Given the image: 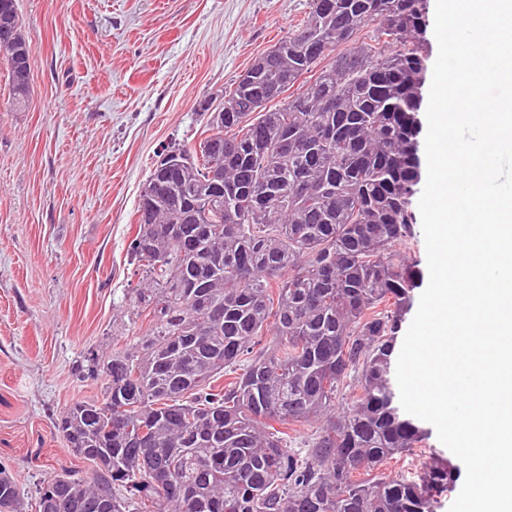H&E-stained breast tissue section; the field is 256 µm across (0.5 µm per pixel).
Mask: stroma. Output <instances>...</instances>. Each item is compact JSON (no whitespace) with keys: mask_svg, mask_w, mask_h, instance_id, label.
Listing matches in <instances>:
<instances>
[{"mask_svg":"<svg viewBox=\"0 0 512 512\" xmlns=\"http://www.w3.org/2000/svg\"><path fill=\"white\" fill-rule=\"evenodd\" d=\"M310 0H17L31 96L10 108L0 59V464L26 504L89 462L54 426L99 396L89 353L145 332L126 314L128 253L162 149L198 145L225 91Z\"/></svg>","mask_w":512,"mask_h":512,"instance_id":"stroma-1","label":"stroma"}]
</instances>
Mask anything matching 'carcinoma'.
<instances>
[{
  "mask_svg": "<svg viewBox=\"0 0 512 512\" xmlns=\"http://www.w3.org/2000/svg\"><path fill=\"white\" fill-rule=\"evenodd\" d=\"M3 24L22 111L16 0H0ZM426 27V0H310L225 93L224 122L179 150L185 164L152 169L129 243L145 282L128 313L147 330L81 366L101 397L55 428L94 472L44 480L39 512H434L449 460L429 458L426 479L375 474L427 439L391 378L421 279L393 247L413 239ZM321 418L291 448L287 431ZM23 510L0 468V512Z\"/></svg>",
  "mask_w": 512,
  "mask_h": 512,
  "instance_id": "obj_1",
  "label": "carcinoma"
}]
</instances>
